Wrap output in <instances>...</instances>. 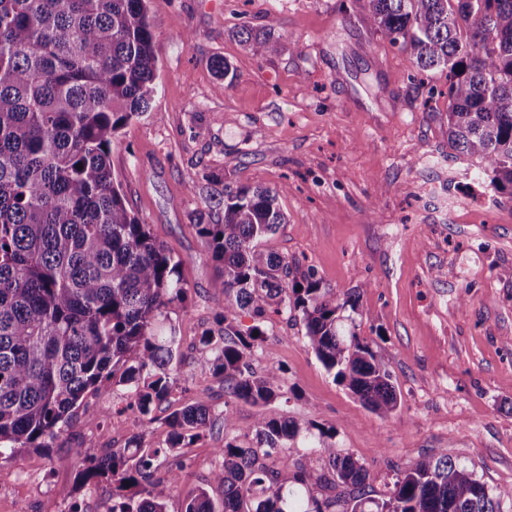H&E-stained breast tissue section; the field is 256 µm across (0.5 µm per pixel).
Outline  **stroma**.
Instances as JSON below:
<instances>
[{
  "instance_id": "35a3bbf8",
  "label": "stroma",
  "mask_w": 512,
  "mask_h": 512,
  "mask_svg": "<svg viewBox=\"0 0 512 512\" xmlns=\"http://www.w3.org/2000/svg\"><path fill=\"white\" fill-rule=\"evenodd\" d=\"M158 56L151 109L124 127L111 154L126 205L182 262L189 291L164 308L184 356L181 379L150 422L124 413L127 392L86 394L49 453L0 461V512H112V486L78 490L71 450L163 448L173 411L206 400L215 421L162 461L181 468L166 512H184L213 480L225 438L254 433L259 413L314 424L367 469L380 499L397 473L448 455L490 492L512 487V201L449 157L448 97L439 74L413 79L412 54L365 21L366 0H153ZM270 32L273 53L243 45L241 30ZM224 59L232 75L212 65ZM276 190L286 217L263 243L294 276L360 287L355 331L387 365L399 397L390 416L365 408L335 381L302 323L271 316L251 364L281 368L266 408L238 401L221 422L224 384L198 348L216 320L223 280L194 226L223 217L225 186Z\"/></svg>"
}]
</instances>
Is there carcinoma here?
Instances as JSON below:
<instances>
[{
    "label": "carcinoma",
    "mask_w": 512,
    "mask_h": 512,
    "mask_svg": "<svg viewBox=\"0 0 512 512\" xmlns=\"http://www.w3.org/2000/svg\"><path fill=\"white\" fill-rule=\"evenodd\" d=\"M152 0H0V460L46 451L70 427L84 395L127 387L134 425L177 384L175 332L162 308L187 296L181 261L126 206L111 165L112 143L149 111L158 57ZM367 20L413 65L448 79V148L475 163V177L512 199V0H368ZM285 223L269 187L224 186V222L195 223L224 276L218 302L224 346L200 338V359L238 401L278 398L280 369L258 374L250 359L270 314L305 326L324 368L368 409L388 416L398 396L386 363L343 325L360 293H338L314 272L290 278L288 262L260 248ZM253 324L243 328L237 316ZM199 400L167 418L168 446L132 442L100 456L71 449L81 488L112 482V512H165L179 471L157 461L190 445L210 424ZM260 414L256 445L224 440L214 480L223 512H501V499L444 454L396 475L387 498L363 497V464L326 444L328 433ZM310 440L320 469L293 479L259 459ZM320 490L315 495L312 487ZM185 512H216L203 489Z\"/></svg>",
    "instance_id": "1"
}]
</instances>
